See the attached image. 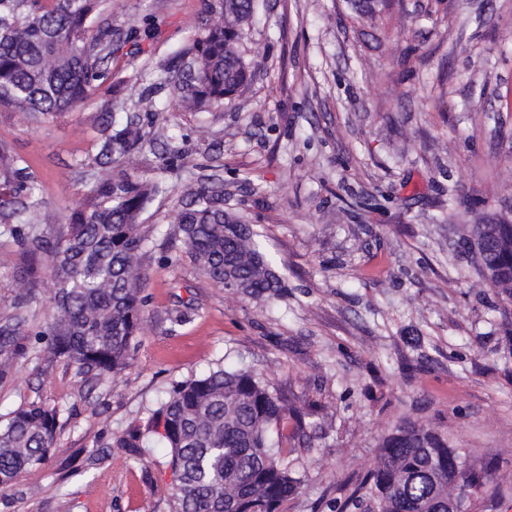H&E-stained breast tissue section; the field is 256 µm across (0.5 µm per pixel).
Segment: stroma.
<instances>
[{
	"label": "stroma",
	"instance_id": "obj_1",
	"mask_svg": "<svg viewBox=\"0 0 512 512\" xmlns=\"http://www.w3.org/2000/svg\"><path fill=\"white\" fill-rule=\"evenodd\" d=\"M207 2L105 0L122 44L110 82L53 121L0 111V142L62 208L106 175L90 165L105 108L135 111L162 80L123 167L168 186L143 216L154 232L130 366L80 386L31 335L0 382V419L31 402L62 411L48 463L0 492V512H172L165 449L115 439L220 359L316 424L288 457L301 486L281 512H337L405 421L448 435L482 474L474 512H512V299L478 277L458 231L512 224V0H387L373 21L345 0H257L239 43L252 81L235 102L182 112L168 70ZM207 178L282 262L287 298L226 291L182 257L170 217Z\"/></svg>",
	"mask_w": 512,
	"mask_h": 512
}]
</instances>
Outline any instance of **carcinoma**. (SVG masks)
<instances>
[{
	"instance_id": "1",
	"label": "carcinoma",
	"mask_w": 512,
	"mask_h": 512,
	"mask_svg": "<svg viewBox=\"0 0 512 512\" xmlns=\"http://www.w3.org/2000/svg\"><path fill=\"white\" fill-rule=\"evenodd\" d=\"M104 0H0V110L23 123L72 111L110 79L116 51L111 24L99 19ZM254 0H221V17L201 23L175 67V102L200 112L235 99L254 70L237 50L254 17ZM140 111L109 112L98 127L94 163L115 167L94 183L65 215L66 231L53 240L45 228L57 209L42 194L28 161L0 144V226L15 239L14 264L24 283L15 313L0 322V379L26 355L28 313L43 304L34 283L46 271L55 283L49 315L35 335L46 339L44 359L74 368L83 384L115 377L129 365L141 329L145 280L141 258L153 227L142 216L162 191L154 180L121 168L142 143L141 112L157 111L154 91L144 89ZM173 223L182 253L209 280L239 287L242 296H280L285 282L261 248L253 225L224 209V185H186ZM487 225L468 224L463 240L480 277L491 288L512 281V224H498L501 245L483 248ZM60 410L26 404L0 421V490L25 471L45 465ZM305 414L254 371L218 362L204 374L172 383L167 397L143 424L117 437L137 453L149 443L167 449L172 512H280L299 481L285 463L288 441L305 436ZM378 464L361 480L363 512H445L448 492L464 483L474 509L481 486L476 475L456 469L461 452L448 436L406 422L381 438Z\"/></svg>"
}]
</instances>
